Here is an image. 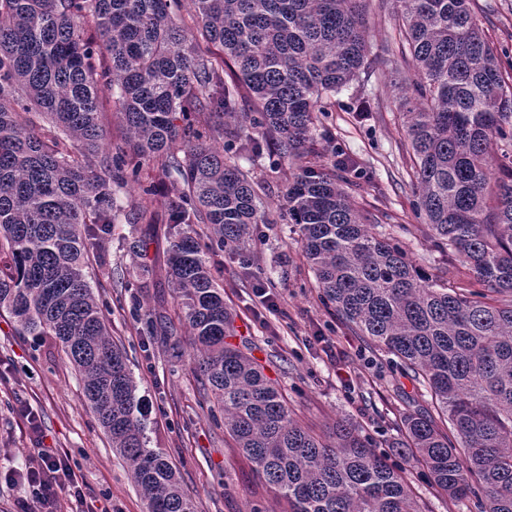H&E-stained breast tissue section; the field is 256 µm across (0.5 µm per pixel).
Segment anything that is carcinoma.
I'll use <instances>...</instances> for the list:
<instances>
[{
	"instance_id": "cac0c4a2",
	"label": "carcinoma",
	"mask_w": 512,
	"mask_h": 512,
	"mask_svg": "<svg viewBox=\"0 0 512 512\" xmlns=\"http://www.w3.org/2000/svg\"><path fill=\"white\" fill-rule=\"evenodd\" d=\"M0 0V310L59 342L146 512H195L173 465L146 445L142 399L86 278L113 224H153L141 180L165 176L173 304L224 432L290 512H419L405 476L350 421L326 440L227 341L211 255L267 222L236 158L263 145L297 164L280 218L342 322L399 360L430 396L405 414L398 455L454 503L512 512V84L471 0H392L399 110L414 209L470 290L418 268L374 232L343 187L348 161L314 162L317 113L370 65L366 0ZM127 130L116 147L103 94ZM251 105V111L242 107ZM101 155L93 167L89 157ZM142 203L133 205L132 198ZM147 335L169 319L138 316Z\"/></svg>"
}]
</instances>
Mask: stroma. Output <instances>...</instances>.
<instances>
[{
    "instance_id": "obj_1",
    "label": "stroma",
    "mask_w": 512,
    "mask_h": 512,
    "mask_svg": "<svg viewBox=\"0 0 512 512\" xmlns=\"http://www.w3.org/2000/svg\"><path fill=\"white\" fill-rule=\"evenodd\" d=\"M473 11L504 63L512 62V0H473ZM372 65L334 98L321 115L316 147L323 155L342 152L352 166L348 190L376 216L382 233L397 237L412 260L451 284L465 282L463 268L437 252L413 208L407 149L394 75L381 67L389 54L385 34L394 25L381 0L368 3ZM257 190L269 201V223L257 225L248 245L250 263L224 256L218 278L224 303L235 315L231 334L246 344L281 388L294 418L316 434L329 436L347 418L379 447L391 442L405 401L425 406L428 396L401 375L393 355L349 329L325 302L304 260L298 228L280 222L276 203L294 164L261 156L243 160ZM155 224L118 222L112 242L88 261V282L110 308L113 340L125 352L147 411L148 445L161 449L179 472L197 512H288L287 502L261 480L232 438L217 427L210 401L199 388L188 360L171 356L169 343L145 336L136 312L176 317L170 304L166 199L148 204ZM146 239V259L131 242ZM264 282L278 307L270 309L255 286ZM38 431H31L28 414ZM62 449L83 482L84 501L61 499L60 512H91L110 504L112 512H145L126 462L92 413L75 372L53 340L20 335L9 313H0V512H15L24 491L5 475L24 468L39 444ZM421 512H477L472 502L449 504L415 457L397 456Z\"/></svg>"
}]
</instances>
